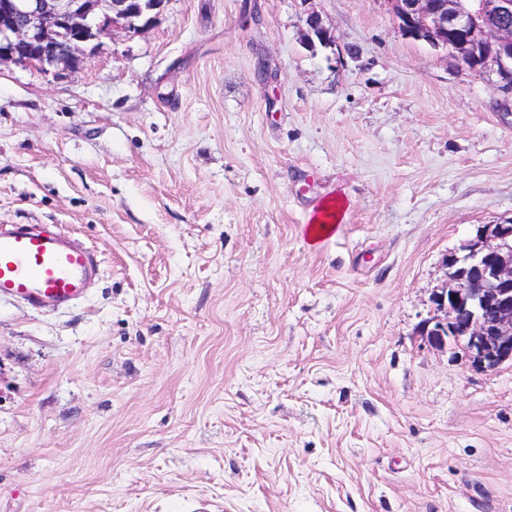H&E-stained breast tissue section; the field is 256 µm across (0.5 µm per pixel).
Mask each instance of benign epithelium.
<instances>
[{"instance_id": "obj_1", "label": "benign epithelium", "mask_w": 512, "mask_h": 512, "mask_svg": "<svg viewBox=\"0 0 512 512\" xmlns=\"http://www.w3.org/2000/svg\"><path fill=\"white\" fill-rule=\"evenodd\" d=\"M165 0H0V66L58 77L83 62V46L115 30L136 33L157 21ZM402 34L495 72L512 89V0H384ZM309 42L335 35L315 11ZM450 284L434 294L429 344L464 355L472 367L512 365V220L486 224L448 257Z\"/></svg>"}]
</instances>
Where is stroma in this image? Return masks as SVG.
<instances>
[{"mask_svg":"<svg viewBox=\"0 0 512 512\" xmlns=\"http://www.w3.org/2000/svg\"><path fill=\"white\" fill-rule=\"evenodd\" d=\"M511 219L512 92L382 0H166L62 79L0 68V225L98 261L0 300V512H512V366L422 334ZM306 25L308 27L307 38L310 44L315 46L314 38L324 47L335 46V35L329 28L325 27L322 23L321 17L315 11L308 14L306 18ZM346 210L345 203L341 199H336L335 203H325L318 210L317 214L309 215L310 227L307 238L310 244H314L319 239L330 233L335 224H339Z\"/></svg>","mask_w":512,"mask_h":512,"instance_id":"stroma-1","label":"stroma"}]
</instances>
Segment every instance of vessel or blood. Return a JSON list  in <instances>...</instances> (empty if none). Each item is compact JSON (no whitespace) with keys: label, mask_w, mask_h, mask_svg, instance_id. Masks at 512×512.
<instances>
[{"label":"vessel or blood","mask_w":512,"mask_h":512,"mask_svg":"<svg viewBox=\"0 0 512 512\" xmlns=\"http://www.w3.org/2000/svg\"><path fill=\"white\" fill-rule=\"evenodd\" d=\"M95 253L71 244L59 227H0V297L35 309L61 308L80 299Z\"/></svg>","instance_id":"obj_1"}]
</instances>
